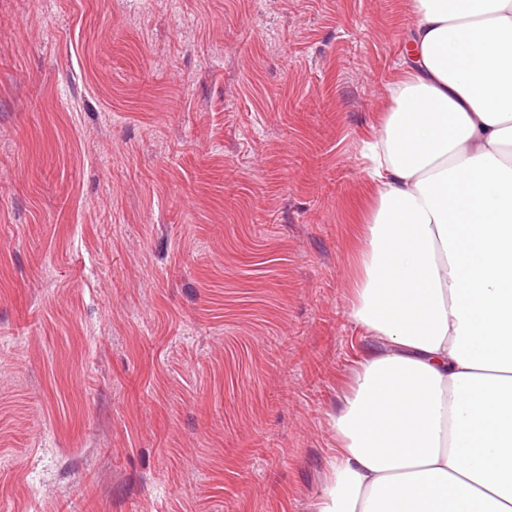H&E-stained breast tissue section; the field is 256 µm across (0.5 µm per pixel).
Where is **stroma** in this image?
<instances>
[{
  "mask_svg": "<svg viewBox=\"0 0 512 512\" xmlns=\"http://www.w3.org/2000/svg\"><path fill=\"white\" fill-rule=\"evenodd\" d=\"M410 0H0V512H317L378 341L355 215Z\"/></svg>",
  "mask_w": 512,
  "mask_h": 512,
  "instance_id": "obj_1",
  "label": "stroma"
}]
</instances>
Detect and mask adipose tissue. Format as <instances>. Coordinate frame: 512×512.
Listing matches in <instances>:
<instances>
[{"instance_id":"obj_1","label":"adipose tissue","mask_w":512,"mask_h":512,"mask_svg":"<svg viewBox=\"0 0 512 512\" xmlns=\"http://www.w3.org/2000/svg\"><path fill=\"white\" fill-rule=\"evenodd\" d=\"M362 156L350 316L382 347L331 419L317 512H512V0H412Z\"/></svg>"}]
</instances>
